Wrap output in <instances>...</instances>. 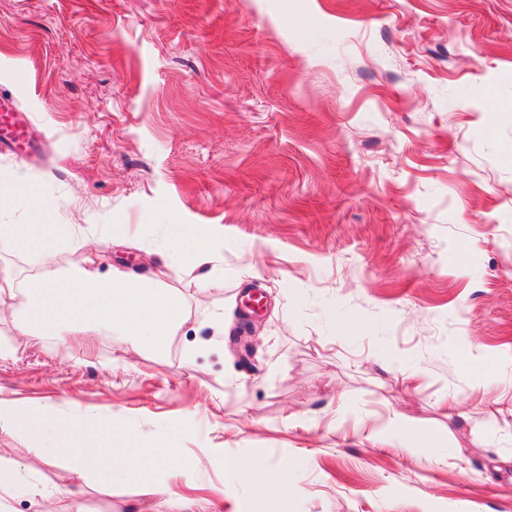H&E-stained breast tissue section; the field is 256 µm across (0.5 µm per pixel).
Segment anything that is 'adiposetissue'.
<instances>
[{"instance_id":"obj_1","label":"adipose tissue","mask_w":512,"mask_h":512,"mask_svg":"<svg viewBox=\"0 0 512 512\" xmlns=\"http://www.w3.org/2000/svg\"><path fill=\"white\" fill-rule=\"evenodd\" d=\"M163 274L159 268L144 278L119 270L107 276L89 264L51 278L36 268L22 283H14L9 277L1 280L0 299L14 301L18 328L27 336L48 335L62 316L73 320L93 318L108 331L138 336L160 350L181 317L176 297L163 286ZM6 418L42 438L45 457L67 452L77 473L85 476L98 472L100 454L77 445L84 431L80 421L50 426L21 407L8 409Z\"/></svg>"}]
</instances>
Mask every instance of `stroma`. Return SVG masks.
<instances>
[{
	"label": "stroma",
	"instance_id": "stroma-1",
	"mask_svg": "<svg viewBox=\"0 0 512 512\" xmlns=\"http://www.w3.org/2000/svg\"><path fill=\"white\" fill-rule=\"evenodd\" d=\"M0 94L41 143L0 173L86 227L46 271L150 274L173 219L224 243L173 267L160 353L0 301V404L102 452L0 422L9 512H256L236 461L288 468V512H512V0H0ZM6 418L14 426L25 429L44 440L42 449L46 458H53L61 452L71 455L74 470L80 475H88L99 471L101 455L86 448L77 447L82 437L84 424L78 420L48 426L34 412L21 407L6 410ZM70 445V446H69ZM34 485L26 482L20 475V466L16 461L0 458V510L8 499L19 495L36 493Z\"/></svg>",
	"mask_w": 512,
	"mask_h": 512
}]
</instances>
